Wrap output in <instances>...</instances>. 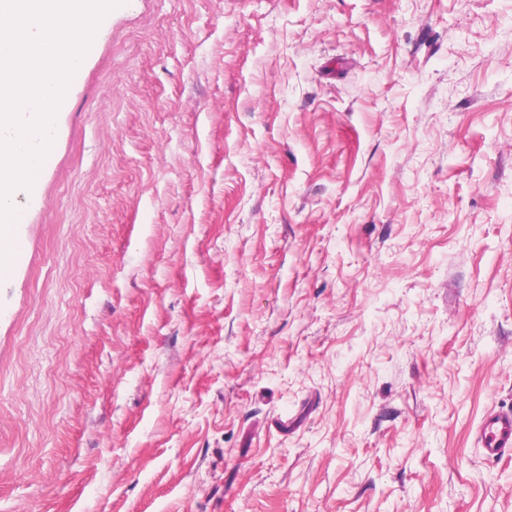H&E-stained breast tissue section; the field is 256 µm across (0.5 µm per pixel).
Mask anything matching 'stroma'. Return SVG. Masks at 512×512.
Instances as JSON below:
<instances>
[{"label":"stroma","mask_w":512,"mask_h":512,"mask_svg":"<svg viewBox=\"0 0 512 512\" xmlns=\"http://www.w3.org/2000/svg\"><path fill=\"white\" fill-rule=\"evenodd\" d=\"M48 159L0 512H512V0H123ZM478 438L488 458L512 455V408L486 412L479 425Z\"/></svg>","instance_id":"stroma-1"}]
</instances>
